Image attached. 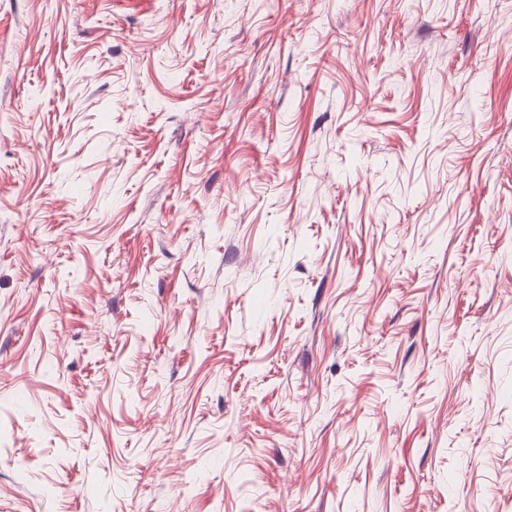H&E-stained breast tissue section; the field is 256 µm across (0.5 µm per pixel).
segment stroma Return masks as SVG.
<instances>
[{"instance_id":"35a3bbf8","label":"stroma","mask_w":512,"mask_h":512,"mask_svg":"<svg viewBox=\"0 0 512 512\" xmlns=\"http://www.w3.org/2000/svg\"><path fill=\"white\" fill-rule=\"evenodd\" d=\"M0 512H512V0H0Z\"/></svg>"}]
</instances>
